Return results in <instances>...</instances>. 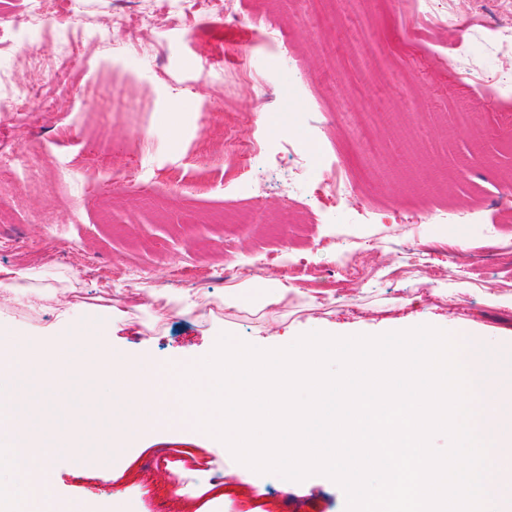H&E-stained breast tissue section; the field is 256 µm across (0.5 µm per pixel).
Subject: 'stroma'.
I'll list each match as a JSON object with an SVG mask.
<instances>
[{
	"label": "stroma",
	"mask_w": 512,
	"mask_h": 512,
	"mask_svg": "<svg viewBox=\"0 0 512 512\" xmlns=\"http://www.w3.org/2000/svg\"><path fill=\"white\" fill-rule=\"evenodd\" d=\"M454 7L460 21L416 33L397 0H235L238 20L202 18L193 28L160 17L130 34L113 26L126 50L101 59L84 44L55 73L33 70L31 47L53 52L50 37L15 29L0 67L37 89L25 114L0 108V147L34 154L26 183L0 167V266L42 273L55 298L31 312L27 298L0 302V339L32 345L47 336L76 341L109 327L122 354L188 366L227 333L274 348L281 333L302 335L360 323L373 335L409 326L466 329L472 340L512 345V223L503 187L512 181V88L488 80L492 34L502 0H428ZM157 42L144 60L138 42ZM461 46L460 68L448 67ZM258 81H241L240 69ZM126 103L110 109L111 99ZM221 105L230 131L205 129ZM302 142L317 163L342 162L350 194L327 198L295 178L284 141ZM263 150L239 174L227 140ZM136 174L126 190L111 181L113 161ZM372 205L362 217L359 207ZM362 251V276L337 283L328 272ZM273 265L255 267L260 255ZM98 264L95 275L86 262ZM298 274L300 301L276 314L228 309L237 282L224 272ZM138 270L111 281L113 268ZM411 268L407 280L390 271ZM464 288L454 299L435 291ZM182 294L193 309L145 308V291ZM82 293L84 301L73 298ZM97 382L33 384L34 428H71L70 407L88 402ZM228 448L191 426L161 425L126 439L65 448L52 463L53 491L84 512H344L331 479L295 482L250 472L242 483Z\"/></svg>",
	"instance_id": "obj_1"
}]
</instances>
